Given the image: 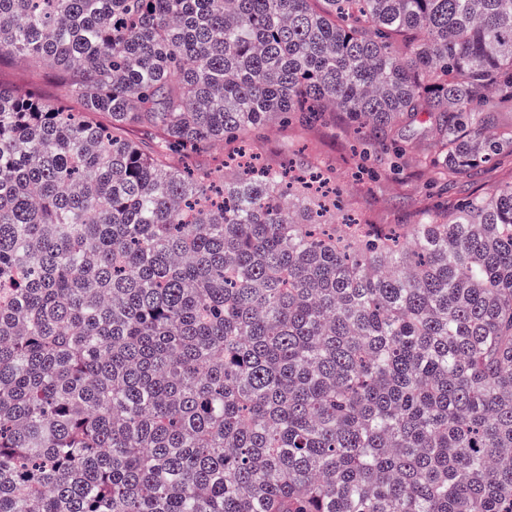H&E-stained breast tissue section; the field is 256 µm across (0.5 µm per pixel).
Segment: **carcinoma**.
<instances>
[{"mask_svg": "<svg viewBox=\"0 0 512 512\" xmlns=\"http://www.w3.org/2000/svg\"><path fill=\"white\" fill-rule=\"evenodd\" d=\"M11 55L80 110L0 86V512H512V184L336 226L172 164L332 108L472 170L512 0H0Z\"/></svg>", "mask_w": 512, "mask_h": 512, "instance_id": "obj_1", "label": "carcinoma"}]
</instances>
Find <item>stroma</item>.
Wrapping results in <instances>:
<instances>
[{"label": "stroma", "mask_w": 512, "mask_h": 512, "mask_svg": "<svg viewBox=\"0 0 512 512\" xmlns=\"http://www.w3.org/2000/svg\"><path fill=\"white\" fill-rule=\"evenodd\" d=\"M0 84L35 89L46 98L64 96L46 69L29 61L0 63ZM439 134L425 114L394 131L364 154V132L344 112L329 113L326 121L301 125L270 124L252 131L241 145L216 142L205 151L190 152L191 165L217 173L237 149L253 154L261 167H282L288 160H309L324 187L338 190L337 217L351 216L370 224L414 223L427 207L452 210L474 194H488L512 182V153L481 164L466 174H444L427 164L437 150Z\"/></svg>", "instance_id": "obj_1"}]
</instances>
